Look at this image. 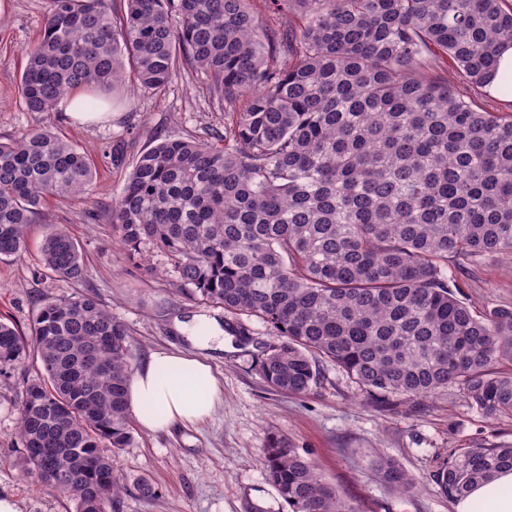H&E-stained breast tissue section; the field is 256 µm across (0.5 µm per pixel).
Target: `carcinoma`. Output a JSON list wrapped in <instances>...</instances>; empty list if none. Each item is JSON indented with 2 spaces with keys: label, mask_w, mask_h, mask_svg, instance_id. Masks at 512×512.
Instances as JSON below:
<instances>
[{
  "label": "carcinoma",
  "mask_w": 512,
  "mask_h": 512,
  "mask_svg": "<svg viewBox=\"0 0 512 512\" xmlns=\"http://www.w3.org/2000/svg\"><path fill=\"white\" fill-rule=\"evenodd\" d=\"M51 0L26 50L29 112L83 94L82 112L122 96L125 69L148 93L178 60L224 111L211 143L167 136L142 152L112 198L114 237L149 246L179 279L287 341L260 371L273 389L308 391L316 358L375 400H432L452 386L487 417L512 416V306L481 315L448 286V263L512 254V113L487 112L443 76L484 85L512 40L506 0ZM96 178L75 145L36 127L0 141V257L25 248L51 196L81 198ZM44 267L81 280L76 240L51 229ZM131 333L92 295L46 297L30 337L0 321V367L33 346L43 376L14 406L19 464L68 494L75 512H108L122 492L117 453L132 439ZM291 512H356L280 436L264 449ZM388 483L413 478L392 458ZM512 468V445L449 452L430 474L457 499Z\"/></svg>",
  "instance_id": "1"
}]
</instances>
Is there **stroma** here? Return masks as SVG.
Returning <instances> with one entry per match:
<instances>
[{"instance_id": "1", "label": "stroma", "mask_w": 512, "mask_h": 512, "mask_svg": "<svg viewBox=\"0 0 512 512\" xmlns=\"http://www.w3.org/2000/svg\"><path fill=\"white\" fill-rule=\"evenodd\" d=\"M50 0H0V139L29 128L51 129L97 167L92 191L74 200L50 197L29 224L26 246L0 258V319L28 333L44 297L89 293L132 334L134 365L151 352L187 348L178 321L213 316L224 326V350L212 365L224 386V403L196 426L150 433L134 427L116 466L125 484L112 512H290L266 472L264 450L273 436L315 463L358 512H453L454 502L430 480L449 451L475 444H512V417L488 418L454 388L427 402H374L335 365L320 362L311 389L295 395L269 388L259 365L281 337L257 318L224 312L180 281L160 252L128 259L112 235L108 210L139 154L156 137L182 135L210 141L223 130L224 113L190 70L178 72L159 94L138 92L114 105L109 119L92 125L64 112L27 111L20 97L24 50L39 37ZM63 227L79 243L87 273L63 280L43 267L39 248L50 228ZM462 298L486 314L512 306V256L449 263ZM33 353L0 369V498L20 512H74L64 493L40 486L17 465L23 452L14 397L24 378L40 376ZM388 456L413 474L414 487L385 482L375 462ZM153 496H143L138 479Z\"/></svg>"}]
</instances>
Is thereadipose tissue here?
I'll list each match as a JSON object with an SVG mask.
<instances>
[{"label":"adipose tissue","mask_w":512,"mask_h":512,"mask_svg":"<svg viewBox=\"0 0 512 512\" xmlns=\"http://www.w3.org/2000/svg\"><path fill=\"white\" fill-rule=\"evenodd\" d=\"M194 348L153 352L130 377L126 402L139 425L150 432L210 418L223 390L203 349L223 347L218 320H202L189 328ZM454 512H512V469L503 468L491 481L473 486L455 502Z\"/></svg>","instance_id":"obj_1"}]
</instances>
